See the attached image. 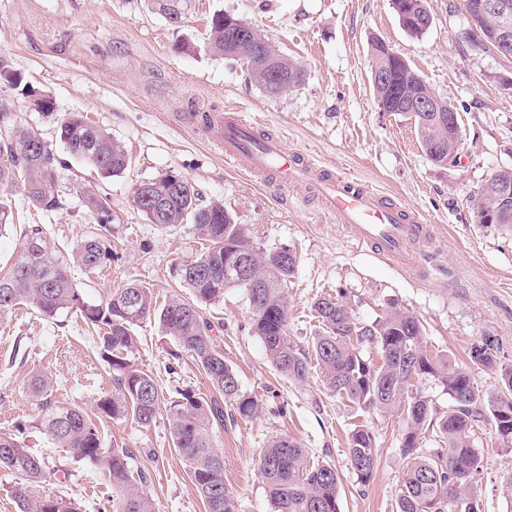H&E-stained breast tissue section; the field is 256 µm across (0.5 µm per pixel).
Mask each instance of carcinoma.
<instances>
[{
  "mask_svg": "<svg viewBox=\"0 0 512 512\" xmlns=\"http://www.w3.org/2000/svg\"><path fill=\"white\" fill-rule=\"evenodd\" d=\"M403 29L418 37L427 31L413 13L411 0H392ZM472 28L466 38L475 47L493 49L491 22L475 9L467 10ZM237 19L221 13L212 16L208 49L224 58L243 60L259 86L276 71L282 88L302 77L298 65L274 44L263 55H251L236 47L233 32ZM372 69L387 70L392 82H372L377 105L391 108L413 120L419 143L436 165L452 162L457 151L448 147L432 154L442 129L424 122L417 112H406L401 100L422 90L418 73L402 56H387L384 42L370 44ZM10 134L0 139V186L21 183L36 209L60 207L54 193L57 166L55 152L34 131L14 122L12 112L0 107V127ZM59 138L73 158L93 167L104 178L122 173L128 166L123 146L88 121L81 112L67 114L59 125ZM169 176L148 181L151 192L162 197L164 208L155 215L148 203L134 196V204L147 220L160 228L191 223L207 250L184 264L180 276L195 300L172 298L157 307L153 290L139 283L117 289L105 300L90 303L79 298L70 275L77 266L91 273L112 261V207L110 199L92 189L83 191L84 206L98 224V232L70 252H62L38 224L25 228L20 250L11 264L0 266V321L17 306L28 304L45 320L62 312L77 311L87 326L99 333V353L112 370V392L98 399L94 412L63 405L53 399V382L37 373L28 393L38 402L40 414L34 428L52 443L66 448L77 461L102 470L112 486V512H156L152 499L139 490L129 467L127 448L102 453L103 418H126L151 425L159 414L162 398L151 373L135 367L127 353L135 342L133 327L155 316L174 338L181 351L190 354L207 377L212 395L180 393L181 399L166 410L174 448L189 463L190 477L206 512H237L235 497L224 483V458L216 448L215 433L224 426V401L235 403L242 417L255 414L256 401L240 395L239 379L216 349L213 325L201 305L224 297L226 288H242L237 272L226 268L236 254L251 260L250 275L262 284L246 289L253 313L252 328L264 344L275 369L295 381H303L311 365L319 368L324 384L363 412H385L403 398L413 378L432 377L448 391V410L442 411L420 393L408 396L403 411V455L406 472L397 496L398 512H480L474 483L484 458L472 448L471 431L476 421L491 415L496 441L512 447V368L501 370L498 397L485 403L473 372L449 356L432 355L424 345L423 325L415 316L392 309L381 320L360 326L348 303L326 294L314 302L320 331L304 346L288 335L286 286L295 273L296 257L287 250L266 252L254 245L243 224L235 223L224 205L207 202L185 180L181 187L168 185ZM375 346V361L364 349ZM435 434L438 447L420 450V439ZM27 428L0 433V468L16 473L23 483L39 482L45 473L44 459L28 450ZM348 460L358 482L368 485L377 468L374 437L369 429L355 427L349 436ZM258 470L266 486L272 512H340L342 478L336 467L312 462L306 449L288 437L272 440L259 457ZM15 497L19 512H77L70 497L32 499L20 488Z\"/></svg>",
  "mask_w": 512,
  "mask_h": 512,
  "instance_id": "obj_1",
  "label": "carcinoma"
}]
</instances>
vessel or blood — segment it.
<instances>
[{
  "label": "vessel or blood",
  "instance_id": "vessel-or-blood-1",
  "mask_svg": "<svg viewBox=\"0 0 512 512\" xmlns=\"http://www.w3.org/2000/svg\"><path fill=\"white\" fill-rule=\"evenodd\" d=\"M208 130L223 147L225 159L249 174L283 187L318 182L323 208L338 223L352 226L359 244L377 248L381 258L401 268L423 271L416 245L427 228L413 209L353 178L322 169L311 158L288 152L279 139L261 136L241 113L211 114Z\"/></svg>",
  "mask_w": 512,
  "mask_h": 512
}]
</instances>
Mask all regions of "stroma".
<instances>
[{"label":"stroma","mask_w":512,"mask_h":512,"mask_svg":"<svg viewBox=\"0 0 512 512\" xmlns=\"http://www.w3.org/2000/svg\"><path fill=\"white\" fill-rule=\"evenodd\" d=\"M427 6L432 24L414 38L401 27L392 0H184L177 27L152 0H0V55L53 109L38 110L3 80L0 105L63 160L54 188L62 201L57 210L35 209L19 186L0 187V205L15 222L0 235V265L12 261L30 224L43 225L64 250L92 235L95 225L81 201L83 189L91 188L112 201L113 257L96 273L72 268L83 299L99 302L136 282L152 288L161 304L176 296L192 300L179 269L204 252L205 241L189 224H150L133 202L137 184L173 172L192 181L205 200L223 203L256 246L293 251L288 333L298 342L308 343L318 329L311 306L320 295H342L363 326L395 307L420 319L429 352L470 367L484 399L495 398L499 368L512 367V227L479 223L475 203L486 180L512 168V58L470 48L464 0H427ZM218 12L254 26L302 68V81L271 95L243 62L210 53L207 23ZM374 39L406 58L456 107L461 146L455 162L433 164L412 121L378 107L369 53ZM179 40L187 46L181 53L173 50ZM227 108L254 121L260 133L281 138L288 151L411 204L431 229L420 246L424 272L400 269L358 246L349 225L322 211L313 188H282L226 161L204 117ZM71 112L84 113L124 147L129 163L121 174L102 179L69 157L57 126ZM203 312L214 326L216 348L238 375L241 395L259 403L250 418L225 404L224 426L216 433L238 512H272L257 461L262 448L285 436L311 461L336 467L341 512H397L406 465L402 406L364 413L327 389L318 369L301 382L279 373L252 331L244 289H225ZM134 335L129 358L152 374L165 399L186 389L210 397L203 372L189 354H178L158 320H142ZM97 347L94 331L74 312L47 321L23 306L0 322V433L35 420L38 408L27 384L36 372L52 377L55 400L92 410L112 389V372ZM479 348L493 356L495 368L473 364ZM358 425L372 432L378 448L377 470L366 487L348 461V437ZM471 440L484 457L476 482L482 512H512L504 490L512 448L495 444L487 420L474 427ZM28 444L46 463L33 496L65 495L79 503V512H108L112 488L94 466L40 435ZM115 448L131 450L129 465L146 473L142 488L158 512H205L165 415L147 427L103 419L102 450Z\"/></svg>","instance_id":"1"}]
</instances>
